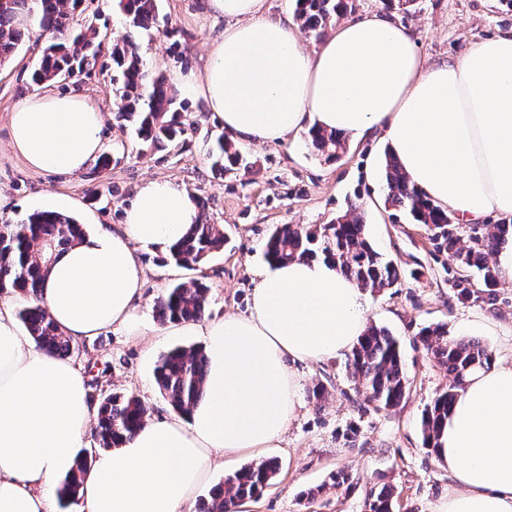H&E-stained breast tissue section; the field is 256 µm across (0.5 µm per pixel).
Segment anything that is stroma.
Instances as JSON below:
<instances>
[{"label":"stroma","mask_w":512,"mask_h":512,"mask_svg":"<svg viewBox=\"0 0 512 512\" xmlns=\"http://www.w3.org/2000/svg\"><path fill=\"white\" fill-rule=\"evenodd\" d=\"M374 14L407 27L430 65L459 61L474 43L512 31L507 0H415L405 11L387 8L381 0H355V18ZM76 18L93 22L109 43L120 41L128 29L115 0H82ZM226 25V19L205 10L202 0H159L158 22L137 35L136 51L149 75L164 76L174 86L179 76L203 71L210 47ZM43 43L39 31H32L16 56L0 65V224L19 223L53 197L65 196L75 201L70 215L86 232L109 231L122 223L137 186L167 177L202 201L204 222L223 225L226 237L223 250L197 272L161 264L158 253L142 252L146 284L134 322L153 327V335L135 336L123 328L104 331L73 352V364L86 379L97 380L100 392L134 394L150 405L152 415H172L154 384V366L169 349H201L205 340L185 326L159 324L157 298L171 284L201 272L209 287L207 319L246 313L255 272L266 264V240L276 226L328 224L350 204H360L369 241L400 271L394 287L368 291L366 319L397 339L409 390L396 408L363 412L346 356L293 364L296 416L265 451L279 460L280 472L259 500L245 502L238 512H365L370 490L384 483L396 492L397 512H431L452 480L437 452L425 447L421 421L427 405L447 389L448 373L417 337L422 329L442 324L450 336L480 339L494 361L512 364V279H502L487 302L458 296L447 252L436 248L406 212L385 202L384 164L390 146L382 136L348 140L346 151L330 163L317 155L304 131L278 145H244L240 151L251 169L220 176L212 168L210 148L224 127L204 97L185 96L183 142L140 153L135 123L114 118L116 87L106 55L46 88L81 93L100 109L109 167L94 164L68 176L32 171L9 146L8 117L24 95L36 90L29 72ZM318 385L325 392L316 399L312 391ZM339 468L349 471V487H329L330 473Z\"/></svg>","instance_id":"1"}]
</instances>
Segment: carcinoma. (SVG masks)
I'll list each match as a JSON object with an SVG mask.
<instances>
[{
  "label": "carcinoma",
  "mask_w": 512,
  "mask_h": 512,
  "mask_svg": "<svg viewBox=\"0 0 512 512\" xmlns=\"http://www.w3.org/2000/svg\"><path fill=\"white\" fill-rule=\"evenodd\" d=\"M120 11L129 19L130 28L122 42L105 47L99 30L88 25L73 27L74 13L80 0H39L38 27L47 36L38 67L31 78L35 83L59 78L58 71L70 72L102 49L112 59L120 87L117 121H135L143 143L159 148L182 137L184 133L176 94L163 77L148 78L135 52L139 30L157 22V0H116ZM28 0L0 3V63L17 51L28 29L20 18ZM354 0H296V18L315 38L341 18L353 13ZM312 147L327 161L338 159L346 150L347 139L336 132L315 126L309 131ZM213 167L219 173L245 162L235 145L219 136L212 152ZM384 179L386 202L409 211L414 220L425 226L432 239L448 252L457 270L455 286L465 299L495 295L502 274L488 264V256L512 240V225H469L460 234V225L448 223V213L434 206L409 180L395 157L386 158ZM338 223L303 230L281 225L269 235L265 258L270 264H284L296 258H324L336 263L347 277L363 289L393 287L399 270L382 257L367 239L366 224L357 207L336 217ZM85 235L83 225L71 217L52 211L37 212L17 224L0 225V288H11L38 297L39 289L57 255ZM224 248V231L218 224H192L173 245L164 260L183 267H198L215 251ZM479 276L477 290L467 287L470 274ZM209 288L195 280L169 288L155 303V313L163 324H182L204 318ZM19 317L35 344L57 357L72 354L74 344L50 319L46 309L37 304L24 307ZM420 343L448 371V389L439 394L422 416L424 444L438 447V432L469 375L478 367L491 364L492 354L476 339L454 338L444 325L421 332ZM347 368L355 388L375 409L398 406L408 390V378L397 341L384 327L371 325L352 349ZM208 357L202 349L174 347L161 355L153 371L155 383L172 409L188 413L203 398ZM96 436L100 447L115 448L130 439L150 415L147 402L136 395L111 393L95 400ZM99 457L96 449L85 451L75 469L64 478L63 491L71 496L80 492L81 477ZM279 470L278 461L265 459L240 468L215 485L208 497L201 499L198 512H231L245 500L259 498L272 484ZM394 489L382 485L371 493L369 512H393Z\"/></svg>",
  "instance_id": "carcinoma-1"
}]
</instances>
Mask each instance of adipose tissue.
I'll return each mask as SVG.
<instances>
[{
	"instance_id": "adipose-tissue-1",
	"label": "adipose tissue",
	"mask_w": 512,
	"mask_h": 512,
	"mask_svg": "<svg viewBox=\"0 0 512 512\" xmlns=\"http://www.w3.org/2000/svg\"><path fill=\"white\" fill-rule=\"evenodd\" d=\"M227 19L201 75L182 78L241 143L278 144L310 124L354 139L382 133L403 171L458 222L512 223V33L457 62L425 64L407 28L372 16L307 50L292 18L262 0H205ZM102 114L85 96L35 92L9 115L10 145L32 170L72 175L102 151ZM199 199L166 178L145 182L122 224L86 235L51 265L39 300L80 343L131 325L146 278L141 251H166L200 223ZM243 315L204 323L205 394L189 414L156 416L85 474L87 512H191L220 453H257L294 418L295 362L349 352L366 329L363 289L332 262L262 268ZM0 302V512H56L57 480L88 445L85 377L28 342ZM438 454L454 483L433 512H512V365L491 364L460 391Z\"/></svg>"
}]
</instances>
